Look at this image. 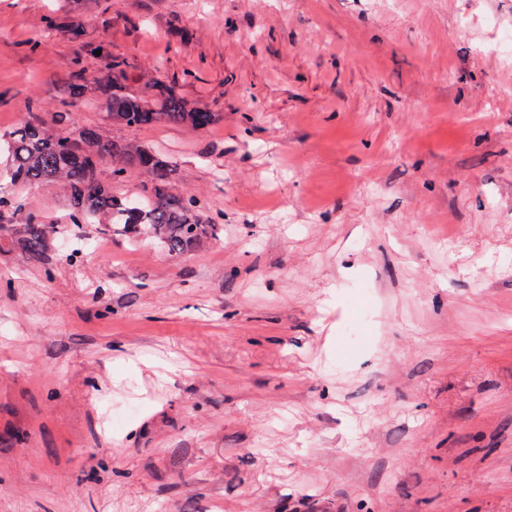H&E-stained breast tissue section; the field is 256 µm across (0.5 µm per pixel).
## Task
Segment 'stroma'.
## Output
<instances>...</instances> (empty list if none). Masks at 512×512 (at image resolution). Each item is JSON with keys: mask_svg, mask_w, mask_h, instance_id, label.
Instances as JSON below:
<instances>
[{"mask_svg": "<svg viewBox=\"0 0 512 512\" xmlns=\"http://www.w3.org/2000/svg\"><path fill=\"white\" fill-rule=\"evenodd\" d=\"M52 13L192 72L112 134L222 233L0 250V512H512V0H0V133Z\"/></svg>", "mask_w": 512, "mask_h": 512, "instance_id": "obj_1", "label": "stroma"}]
</instances>
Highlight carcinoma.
I'll use <instances>...</instances> for the list:
<instances>
[{"label":"carcinoma","mask_w":512,"mask_h":512,"mask_svg":"<svg viewBox=\"0 0 512 512\" xmlns=\"http://www.w3.org/2000/svg\"><path fill=\"white\" fill-rule=\"evenodd\" d=\"M82 42L54 96L74 110L103 108L112 125L127 128L174 126L198 132L220 117L202 101L185 96L181 85L165 79L163 65L144 67L142 86L132 89L125 76L133 63L112 53L104 39L82 41V26L68 27ZM101 51L96 55L95 51ZM98 60L104 78L87 80L83 60ZM60 113L42 114L36 105L7 134L6 170L0 173V240L18 248L31 262L47 259L54 226L27 211L21 190L59 183L66 191L71 224H96L103 232L119 233L136 242L145 236L170 256L191 252L218 236V224L199 198L178 189L175 163L160 149L135 139L103 136L94 126L60 127ZM110 164L109 176L102 168ZM134 174L143 177L138 194L127 197L112 190Z\"/></svg>","instance_id":"obj_1"}]
</instances>
